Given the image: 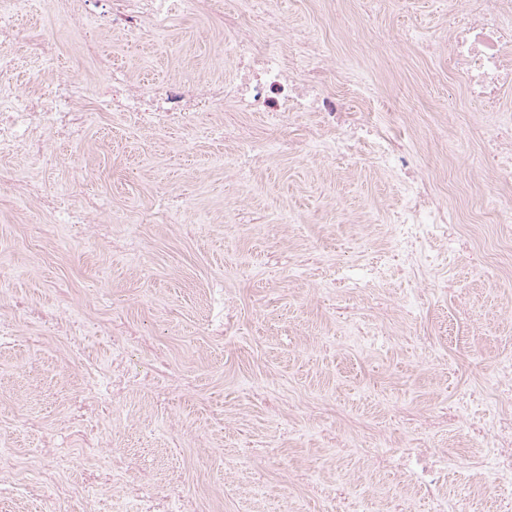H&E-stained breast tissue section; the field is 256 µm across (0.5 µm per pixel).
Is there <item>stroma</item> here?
<instances>
[{"label":"stroma","instance_id":"stroma-1","mask_svg":"<svg viewBox=\"0 0 512 512\" xmlns=\"http://www.w3.org/2000/svg\"><path fill=\"white\" fill-rule=\"evenodd\" d=\"M285 24L312 27L332 61L354 66L382 98L408 114L407 138L460 213L466 243L443 266L454 288L389 273L381 289L335 290L336 268L353 273L392 246L384 210L395 204L393 177L351 162H316L286 152L271 157L255 179L241 183L215 159L222 137L188 139L176 130H147L119 116L100 118L80 139L58 145L48 179L64 188L85 175L88 195L110 199L130 216L158 209L176 196L188 210L179 224H143L137 253L123 248L128 227L113 224L98 247L70 239L65 251L32 238L25 212L0 201V270L14 296L59 304L58 285L71 307L109 319L120 307L128 332L153 347L137 369L167 370L193 383L190 400L173 411L144 412L127 401L102 431L112 446L137 448L140 469L172 477L198 512H287L295 501L322 512L345 490L364 512L407 498L411 512H433L422 490L399 472L375 463L390 448H433L453 465L441 492L467 502L470 512H501L512 486L481 485L468 467L484 450L448 421L459 396L494 389L496 362L512 356V227L480 222L499 195L448 151L458 130L470 133L459 154H476L487 137L472 127L471 106L449 91L446 21L436 0H412L409 12L370 0L373 29L344 40L329 0H274ZM21 26L45 31L69 71L89 68L79 47L84 30L30 0ZM411 27L432 53L404 48L393 36ZM224 36L207 11L172 20L167 32L101 48L131 75L161 81L183 64L228 74ZM501 269L497 282L480 278L477 257ZM224 285L226 336L208 330L207 299ZM421 298L412 322L395 299ZM108 358L105 341L34 346L27 366L0 349V439L24 459L31 443L13 426L42 417V433L60 429L68 400L79 393L81 365ZM197 427V438L179 425ZM224 494L211 496L216 485Z\"/></svg>","mask_w":512,"mask_h":512}]
</instances>
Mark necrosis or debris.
Segmentation results:
<instances>
[{"label":"necrosis or debris","instance_id":"4bbe7bcc","mask_svg":"<svg viewBox=\"0 0 512 512\" xmlns=\"http://www.w3.org/2000/svg\"><path fill=\"white\" fill-rule=\"evenodd\" d=\"M90 5L91 0H54L52 7L79 23L93 19L97 28L128 40L160 30L171 16L195 10L199 0H104L97 13ZM26 6V0H0L1 197L32 206L38 216L53 212L57 223L84 230L96 242L101 235L93 216L102 205L85 198L82 175H74L63 193L45 180L43 170L54 159L57 143L76 140L101 112L134 118L148 129L175 126L196 137L214 132L213 120L222 113L264 112L274 123L307 129L303 146L397 176L402 202L388 212L393 239L388 263L412 274L433 266L431 247L454 242L450 227L458 216L417 170L409 146L384 128L380 114L388 106L373 84L354 68L328 61L309 30L284 26L270 0H244L242 8L222 17L233 66L224 78L188 81L176 74L158 83L137 78L116 69L113 57L92 40L82 48L93 59L96 76L76 73L60 79L47 95L15 78L18 54L50 65L60 55L46 34L19 32L16 21ZM446 13L452 73L468 100L479 105L480 119L497 128L477 168L511 185L512 120L504 118L502 108L505 92L512 90V0H448ZM224 137L236 145L234 153L225 155L224 167L242 182L251 181L256 164L280 149L229 130ZM20 153L32 160L33 171L12 169ZM31 318L41 319L46 341L64 335L108 337L111 355L106 363L84 364L80 404L60 450H28L27 462L43 484L26 487V496L39 498L42 512H196V503L171 484L135 470L131 461H117L116 449L98 436L115 403L146 392L155 408L167 395L189 391L190 381L174 377L163 390H155L149 378L130 372V339L120 326L76 315L64 305L44 308L16 300L7 317L0 318V335L19 332ZM472 435L485 450L482 475L512 485V415L491 416ZM393 465L424 489L436 512H466L462 502L438 497L441 467L434 455L419 451L412 461L400 458ZM73 468L81 469L84 482L72 488L59 484L61 473Z\"/></svg>","mask_w":512,"mask_h":512}]
</instances>
